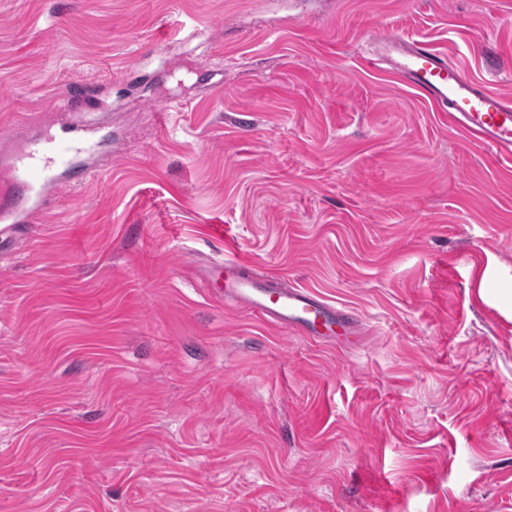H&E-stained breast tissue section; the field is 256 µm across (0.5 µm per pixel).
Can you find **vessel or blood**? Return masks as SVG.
Returning <instances> with one entry per match:
<instances>
[{
	"instance_id": "b4317fda",
	"label": "vessel or blood",
	"mask_w": 512,
	"mask_h": 512,
	"mask_svg": "<svg viewBox=\"0 0 512 512\" xmlns=\"http://www.w3.org/2000/svg\"><path fill=\"white\" fill-rule=\"evenodd\" d=\"M376 64L386 65L417 95L447 113L448 123L503 155L512 154V98L470 77L428 43L409 42L391 32L375 35ZM95 147L90 131L77 137L35 140L31 149L8 162L0 174V222L29 224L46 193L81 182L88 166L80 154ZM248 262L228 258L215 271L224 280V296L256 312L266 322L316 342L342 333L353 346L363 332L360 315L337 307L314 291L283 287L275 276L248 275Z\"/></svg>"
}]
</instances>
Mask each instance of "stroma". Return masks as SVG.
<instances>
[{
  "mask_svg": "<svg viewBox=\"0 0 512 512\" xmlns=\"http://www.w3.org/2000/svg\"><path fill=\"white\" fill-rule=\"evenodd\" d=\"M382 28L512 97V0H0V157L100 138L0 236V512H512V158ZM227 256L360 342L225 303Z\"/></svg>",
  "mask_w": 512,
  "mask_h": 512,
  "instance_id": "obj_1",
  "label": "stroma"
}]
</instances>
